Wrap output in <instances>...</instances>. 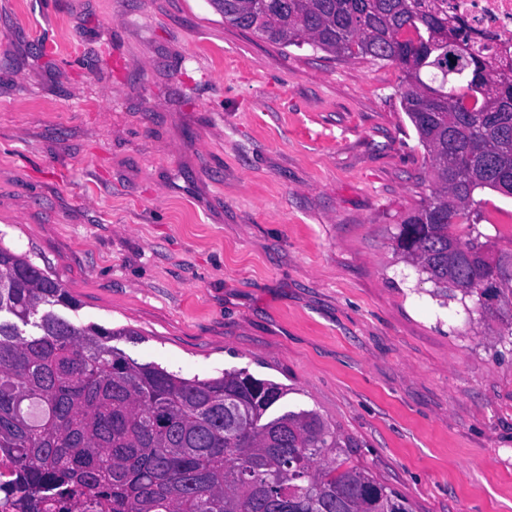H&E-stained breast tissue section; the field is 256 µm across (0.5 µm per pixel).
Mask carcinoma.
Returning <instances> with one entry per match:
<instances>
[{"mask_svg": "<svg viewBox=\"0 0 512 512\" xmlns=\"http://www.w3.org/2000/svg\"><path fill=\"white\" fill-rule=\"evenodd\" d=\"M224 22L284 47L395 64L434 189L400 225L403 255L446 292L512 294V254L487 261L475 194L512 198V60L496 76L448 0H210ZM62 281L0 241V452L58 512H412L351 464L312 410L276 411L284 384L244 368L185 378L112 345L139 332L77 324ZM29 326L26 332L20 326Z\"/></svg>", "mask_w": 512, "mask_h": 512, "instance_id": "cac0c4a2", "label": "carcinoma"}]
</instances>
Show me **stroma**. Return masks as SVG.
<instances>
[{
  "label": "stroma",
  "instance_id": "1",
  "mask_svg": "<svg viewBox=\"0 0 512 512\" xmlns=\"http://www.w3.org/2000/svg\"><path fill=\"white\" fill-rule=\"evenodd\" d=\"M401 77L210 0H0V239L135 361L287 385L414 512H512V307L396 248L433 189ZM477 198L512 251V199Z\"/></svg>",
  "mask_w": 512,
  "mask_h": 512
}]
</instances>
